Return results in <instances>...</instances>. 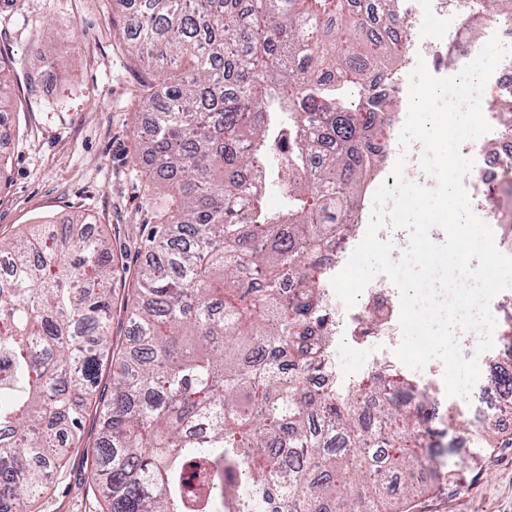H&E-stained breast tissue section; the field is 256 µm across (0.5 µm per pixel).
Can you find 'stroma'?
Returning a JSON list of instances; mask_svg holds the SVG:
<instances>
[{"label": "stroma", "mask_w": 512, "mask_h": 512, "mask_svg": "<svg viewBox=\"0 0 512 512\" xmlns=\"http://www.w3.org/2000/svg\"><path fill=\"white\" fill-rule=\"evenodd\" d=\"M127 19L112 0H23L0 5V66L15 105L10 136L0 140V240L32 224L83 215L106 237L136 239L154 223L165 188L148 185L145 132L135 130L143 84L156 80L126 38ZM336 380L371 375L376 347L346 337L334 342ZM448 464L458 480L428 479L407 512H512V447L486 448L474 437L457 444ZM73 458L42 512H99Z\"/></svg>", "instance_id": "35a3bbf8"}]
</instances>
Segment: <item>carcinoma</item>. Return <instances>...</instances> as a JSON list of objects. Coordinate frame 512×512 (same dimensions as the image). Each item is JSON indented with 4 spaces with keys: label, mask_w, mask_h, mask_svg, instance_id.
Returning <instances> with one entry per match:
<instances>
[{
    "label": "carcinoma",
    "mask_w": 512,
    "mask_h": 512,
    "mask_svg": "<svg viewBox=\"0 0 512 512\" xmlns=\"http://www.w3.org/2000/svg\"><path fill=\"white\" fill-rule=\"evenodd\" d=\"M398 0H113L169 193L112 341V244L76 217L0 241V502L40 512L74 456L102 512H397L438 471L429 393L311 384L330 355L321 261L379 175L405 61ZM476 32L512 0H458ZM286 203L271 212L272 178ZM114 368L110 385L102 371ZM493 386L512 388L498 365ZM203 477L209 492H197Z\"/></svg>",
    "instance_id": "cac0c4a2"
}]
</instances>
